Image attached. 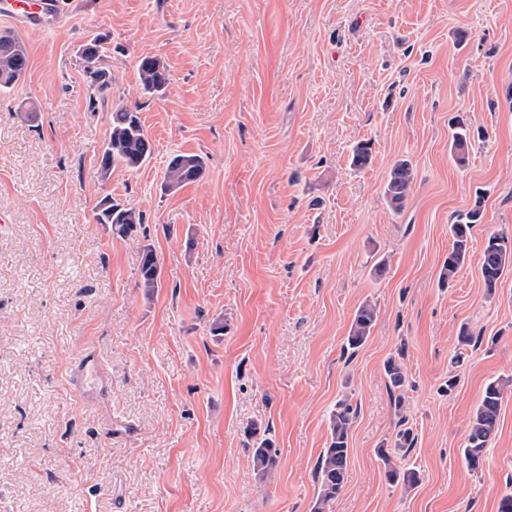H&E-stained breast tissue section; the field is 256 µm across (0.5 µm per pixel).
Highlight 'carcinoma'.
I'll list each match as a JSON object with an SVG mask.
<instances>
[{"label":"carcinoma","instance_id":"obj_1","mask_svg":"<svg viewBox=\"0 0 512 512\" xmlns=\"http://www.w3.org/2000/svg\"><path fill=\"white\" fill-rule=\"evenodd\" d=\"M100 44L92 39L82 46L86 63L85 74L90 86L98 97H106L111 90L107 73L98 67ZM28 53L21 37L12 30L0 31V90H7L24 80L28 69ZM139 84L147 93H159L168 82V74L163 62L146 56L137 64ZM451 149L458 165L464 166L469 159V135L463 125H458L452 136ZM153 147L137 113L123 105L117 106L111 113L110 131L106 139L98 174L101 181H106L112 167L120 165L137 170L151 157ZM371 146L358 143L352 151V164L364 167L371 160ZM205 170L204 158L196 153L175 155L168 163L163 178L166 191H176L183 186L200 179ZM413 183L412 166L407 160H401L393 167L386 184L385 193L391 205L399 210L405 204ZM481 207L476 205L449 226L452 247L448 252L442 280H451L464 266L469 250L470 232L473 225L480 223ZM94 220L98 224H109L112 233L124 238H131L138 233V226L143 224V214L133 207H126L104 200L103 207L96 210ZM512 270V237L504 233L489 236L483 250L481 274L488 290L495 289L496 283ZM139 286L148 294L161 284V270L152 247L142 246L139 268ZM377 319L374 305L366 301L354 313L346 348L352 351L360 348L370 337ZM388 385L393 396L394 407L398 410L404 405V387L406 376L401 366L390 363L387 369ZM512 392V375L499 377L490 381L483 392L482 399L470 421V429L463 448V456L469 466L475 468L484 457L493 434L505 393ZM354 412L348 400L336 402L329 419L330 442L319 455L316 467L318 493L313 512H324L325 506L335 500L343 491L349 459L348 435L353 422ZM258 422L251 423V436L259 437L253 448L252 460L254 470L260 479L267 478L278 463V448L273 441L261 432ZM415 436L410 427L398 431L391 447L377 449V456L382 461L390 482L400 483L406 489L413 488L419 482L416 470L397 464L395 458L413 446Z\"/></svg>","mask_w":512,"mask_h":512}]
</instances>
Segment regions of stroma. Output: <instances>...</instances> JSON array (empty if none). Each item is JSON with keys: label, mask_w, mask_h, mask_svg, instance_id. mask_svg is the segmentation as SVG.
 <instances>
[{"label": "stroma", "mask_w": 512, "mask_h": 512, "mask_svg": "<svg viewBox=\"0 0 512 512\" xmlns=\"http://www.w3.org/2000/svg\"><path fill=\"white\" fill-rule=\"evenodd\" d=\"M57 11L22 32L25 79L0 91V512H312L345 396L348 477L326 512H498L512 492V395L478 467L462 448L487 382L512 375V272L491 293L480 272L488 236L512 235V0H57ZM95 36L112 77L103 100L79 53ZM146 55L168 70L163 93L139 85ZM119 102L153 154L103 183ZM458 116L471 129L462 168ZM361 141L372 160L356 168ZM179 153L206 169L170 193ZM404 159L414 180L397 210L385 187ZM108 194L142 213L136 238L95 223ZM476 205L466 263L441 285L449 226ZM145 244L161 267L149 296ZM365 301L378 318L350 352ZM88 356L99 374L77 378ZM391 358L409 380L401 415ZM403 416L420 474L409 491L375 453ZM254 420L280 450L264 481ZM141 263L139 268V286L143 288L146 294L153 293L156 288H160L161 270L154 251L150 245H143Z\"/></svg>", "instance_id": "35a3bbf8"}]
</instances>
